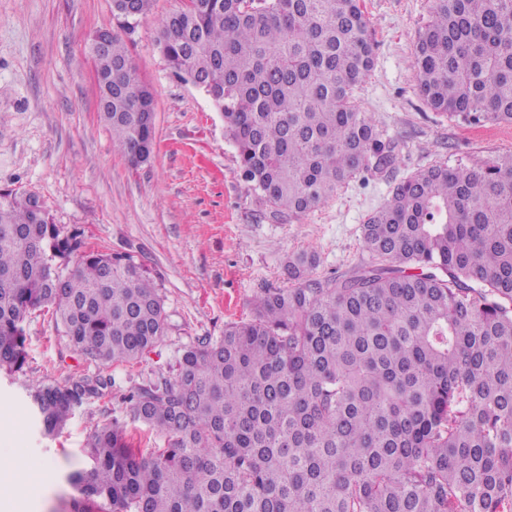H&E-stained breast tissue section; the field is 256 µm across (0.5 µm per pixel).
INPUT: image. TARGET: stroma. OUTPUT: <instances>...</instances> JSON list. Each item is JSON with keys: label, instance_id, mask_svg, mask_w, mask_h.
<instances>
[{"label": "stroma", "instance_id": "1", "mask_svg": "<svg viewBox=\"0 0 512 512\" xmlns=\"http://www.w3.org/2000/svg\"><path fill=\"white\" fill-rule=\"evenodd\" d=\"M179 5L152 0L126 25L112 0H0V191L35 194L63 231L133 256L162 295L167 322L162 341L139 360L98 366L72 349L52 313L28 318L23 370H0V481L19 487L0 494V512H70L76 492L67 476L89 465L95 426L130 422V391L175 377L186 347L252 319L260 289L285 286L289 257L312 252L318 274L344 275L368 261L362 226L396 183L437 162L476 167L512 154V126L451 119L424 103L413 54L432 0H360L374 64L355 98L397 142L398 162L362 174L319 209L288 215L244 180L209 97L172 74L159 37ZM102 28L124 40L155 95L156 146L138 167L100 118L89 44ZM98 371L111 376L109 392L77 407L60 436H44L28 386Z\"/></svg>", "mask_w": 512, "mask_h": 512}]
</instances>
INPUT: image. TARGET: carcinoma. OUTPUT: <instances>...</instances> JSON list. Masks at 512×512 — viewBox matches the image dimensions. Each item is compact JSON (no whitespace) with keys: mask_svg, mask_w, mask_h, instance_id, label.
Segmentation results:
<instances>
[{"mask_svg":"<svg viewBox=\"0 0 512 512\" xmlns=\"http://www.w3.org/2000/svg\"><path fill=\"white\" fill-rule=\"evenodd\" d=\"M119 17L150 0H112ZM160 44L175 76L223 114L243 178L301 215L363 172L394 166L354 91L374 62L359 0H185ZM101 116L128 161L152 158L153 91L117 34L94 54ZM435 112L512 125V0H434L416 42ZM37 197L0 196V369L23 370L24 324L47 309L73 349L130 362L166 330L142 265L89 248ZM371 263L320 278L288 259L255 316L183 350L174 380L129 395L164 436L144 456L97 425L73 512H512V157L433 164L362 227ZM100 373L28 390L45 434L101 397Z\"/></svg>","mask_w":512,"mask_h":512,"instance_id":"carcinoma-1","label":"carcinoma"}]
</instances>
